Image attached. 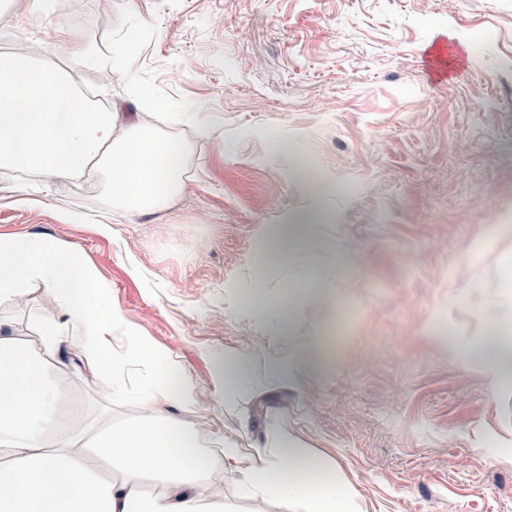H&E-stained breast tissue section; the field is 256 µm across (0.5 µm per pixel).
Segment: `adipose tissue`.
I'll return each instance as SVG.
<instances>
[{"instance_id":"obj_1","label":"adipose tissue","mask_w":512,"mask_h":512,"mask_svg":"<svg viewBox=\"0 0 512 512\" xmlns=\"http://www.w3.org/2000/svg\"><path fill=\"white\" fill-rule=\"evenodd\" d=\"M108 58L83 38L67 39V68L22 54H0V168L38 177L42 185L90 175L107 159L106 195L122 211L167 210L180 194L188 144L150 125L144 113L100 108L84 98L74 71L94 66L119 76L141 51L138 31L125 29ZM322 204L269 227L266 251L280 264L296 261L293 285L318 293L336 260V247L319 226ZM40 286L54 306L39 319V343L28 346L0 329V512H231L210 478L218 460L234 466L244 496L297 505L298 512H362L359 493L336 476L335 466L282 434L271 448L225 441L222 455L167 407L201 406L189 375L150 341L128 334L122 348L112 328L122 320L107 299V285L75 251L52 240L0 239V303ZM481 313L497 329L493 343L461 356L479 362L494 386H512V318L497 302ZM77 341L96 372L124 398V370L148 375L138 399L143 416L114 423L111 411L74 424L54 368L61 349ZM219 387L212 406L252 391L245 358L216 365Z\"/></svg>"}]
</instances>
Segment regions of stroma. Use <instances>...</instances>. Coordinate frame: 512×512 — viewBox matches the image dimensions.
Returning <instances> with one entry per match:
<instances>
[{"label": "stroma", "instance_id": "1", "mask_svg": "<svg viewBox=\"0 0 512 512\" xmlns=\"http://www.w3.org/2000/svg\"><path fill=\"white\" fill-rule=\"evenodd\" d=\"M132 18L144 28L129 79L87 68L80 85L101 87L106 109L200 113L223 122V139L174 127L191 144L183 192L131 217L87 184L44 194L0 170V238L78 252L124 317L113 345L134 332L192 378L201 409L170 412L200 432L243 448L288 434L334 461L365 512H512V388L458 353L490 334L479 298L512 309V236L488 238L512 211V0H74L67 12L60 0L39 11L11 0L0 54L61 66L71 33L108 55ZM246 128L287 146L270 154ZM320 196L336 270L323 296L293 295L287 334L269 336L242 311L251 262L266 225ZM259 275L269 295L290 293L277 262ZM49 307L34 289L0 304V319L34 344ZM316 345L325 357L302 381H270L274 358ZM227 354L247 356L255 388L215 411V361ZM60 358L77 421L142 413L113 400L77 342Z\"/></svg>", "mask_w": 512, "mask_h": 512}]
</instances>
